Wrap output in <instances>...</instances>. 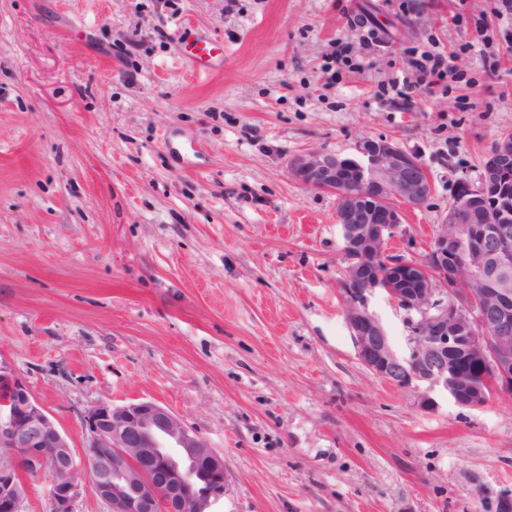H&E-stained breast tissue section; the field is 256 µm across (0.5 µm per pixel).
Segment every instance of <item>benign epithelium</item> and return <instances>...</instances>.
Wrapping results in <instances>:
<instances>
[{
  "label": "benign epithelium",
  "mask_w": 512,
  "mask_h": 512,
  "mask_svg": "<svg viewBox=\"0 0 512 512\" xmlns=\"http://www.w3.org/2000/svg\"><path fill=\"white\" fill-rule=\"evenodd\" d=\"M299 184L336 195L342 240L339 297L359 362L376 377L466 409L512 395V136H499L476 181L463 182L421 259L390 251L407 235L400 205H424L430 179L420 158L386 138L354 152L312 149L288 162ZM495 196L493 205L484 204ZM404 310L408 351H397L371 310L377 296ZM0 512H22L25 472L49 478L51 512H73L86 483L107 512H213L224 497V457L170 409L153 401L95 405L77 452L0 358Z\"/></svg>",
  "instance_id": "benign-epithelium-1"
}]
</instances>
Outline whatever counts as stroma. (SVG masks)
Instances as JSON below:
<instances>
[{
    "label": "stroma",
    "instance_id": "obj_1",
    "mask_svg": "<svg viewBox=\"0 0 512 512\" xmlns=\"http://www.w3.org/2000/svg\"><path fill=\"white\" fill-rule=\"evenodd\" d=\"M406 3L0 0V356L75 448L96 404L151 400L223 455L219 512H512V396L426 411L370 373L336 196L288 172L362 137L417 153L431 193L390 249L419 258L512 133V15ZM415 49L446 91L380 103ZM188 46H190V50H188L187 54L194 72L210 74L215 71V61L218 57L215 54V47L209 40L196 38L191 43H188Z\"/></svg>",
    "mask_w": 512,
    "mask_h": 512
}]
</instances>
